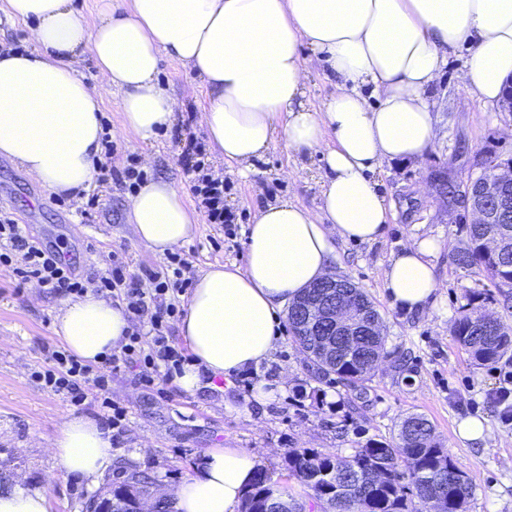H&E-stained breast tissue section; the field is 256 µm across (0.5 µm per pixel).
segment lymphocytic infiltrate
<instances>
[{
    "label": "lymphocytic infiltrate",
    "instance_id": "obj_1",
    "mask_svg": "<svg viewBox=\"0 0 512 512\" xmlns=\"http://www.w3.org/2000/svg\"><path fill=\"white\" fill-rule=\"evenodd\" d=\"M185 174L198 209L208 223L232 225L234 214L224 204V180L212 173L197 139H188L181 153ZM0 266L12 270L19 283L37 282L51 292L83 295L86 292L109 294L122 304L128 318V342L120 352L106 355L100 365L56 349L47 365L33 374L41 388L66 395L78 405L95 397L110 413L106 423L123 432L126 411L112 404L109 383L114 374L138 363L144 385L153 384L159 374L180 371L186 356L167 334L165 318L176 310L179 295L190 288L192 263L187 254L171 253L164 265L143 268L141 275L127 273L117 253H109L102 270L83 275L74 263L56 248L45 246L11 218H0Z\"/></svg>",
    "mask_w": 512,
    "mask_h": 512
}]
</instances>
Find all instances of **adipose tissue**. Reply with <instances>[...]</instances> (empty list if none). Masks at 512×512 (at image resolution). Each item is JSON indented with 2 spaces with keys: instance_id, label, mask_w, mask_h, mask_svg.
<instances>
[{
  "instance_id": "obj_1",
  "label": "adipose tissue",
  "mask_w": 512,
  "mask_h": 512,
  "mask_svg": "<svg viewBox=\"0 0 512 512\" xmlns=\"http://www.w3.org/2000/svg\"><path fill=\"white\" fill-rule=\"evenodd\" d=\"M27 22L30 46L0 49V155L56 193L88 189L101 157V101L78 68L93 59L118 91L122 126L154 141L173 121L175 98L159 63L181 61L207 91L202 124L218 155L249 174L275 140L323 162L322 206L282 200L250 224L246 265H213L196 281L179 331L194 356L176 378L192 393L203 375L227 377L270 358L283 305L328 273L337 242L382 238L389 207L373 175L386 161L420 157L434 136L427 91L448 53L466 47L462 81L493 105L512 78V0H100L89 24L73 0H6ZM337 93L322 110L306 100L302 47ZM128 221L163 255L192 241L197 222L170 183L144 185ZM436 244L413 240L391 259L389 295L408 310L434 302ZM129 327L121 308L94 294L65 303L54 332L97 362ZM51 448L70 475L99 484L112 464L108 431L66 418ZM258 461L211 448L172 492L176 512H237Z\"/></svg>"
}]
</instances>
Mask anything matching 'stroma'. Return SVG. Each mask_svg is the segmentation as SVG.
I'll list each match as a JSON object with an SVG mask.
<instances>
[{"mask_svg":"<svg viewBox=\"0 0 512 512\" xmlns=\"http://www.w3.org/2000/svg\"><path fill=\"white\" fill-rule=\"evenodd\" d=\"M467 58L466 48L449 52L428 91L435 137L425 154L383 163L375 174L391 205L382 239L338 243L330 265L331 272L361 288L382 317L381 364L365 389L315 374L285 329L270 359L241 370L239 378H215L213 386L191 394L172 381L143 386L136 369L127 368L111 382L113 401L127 410V426L112 448L108 483H122L127 471L136 468L151 476L154 488H168L193 474L206 449L237 448L254 453L273 480L304 502L306 512H325L307 488L282 470L285 454L310 448L347 457L373 440L393 444L401 419L418 413L432 422L436 441L470 479L466 512H512V424L502 422L496 401L497 391L512 390V362L477 364L451 333L454 319L470 302L512 327V288L495 287L481 271L452 264L451 251L466 240L464 212L448 210L429 180L443 170L462 186L479 174L478 159L512 157V112L484 105L461 82ZM79 68L102 99V119L114 134L113 166L132 164L146 181L161 179L189 191L180 140L206 137L200 123L207 103L201 82L181 62L163 58L159 82L181 107L171 127L147 144L122 131L119 95L92 60H81ZM206 160L224 177V202L235 212L236 226L230 234L199 218L189 244L194 274L217 263L244 266L246 231L267 204L286 198L312 211L321 204L319 157L297 154L283 141L273 143L246 177L221 161L214 148H207ZM133 194L128 183L94 181L74 200L46 189L16 161L0 155V210L29 215L32 234L58 245L82 274L102 267L111 250L124 253L132 275L162 264L128 221ZM93 195L101 204L88 215L84 209ZM417 237L434 239L439 246L436 303L420 312L405 310L384 287L391 256ZM63 302V296L38 283L18 284L8 268L0 267V474L8 478L0 483V493L39 490L47 495L51 512H85L95 487L64 473L50 444L67 417L101 422L104 411L95 398L75 406L32 378L44 367L49 350L61 344L52 324ZM472 417L489 426L484 442L457 433L459 423Z\"/></svg>","mask_w":512,"mask_h":512,"instance_id":"stroma-1","label":"stroma"}]
</instances>
